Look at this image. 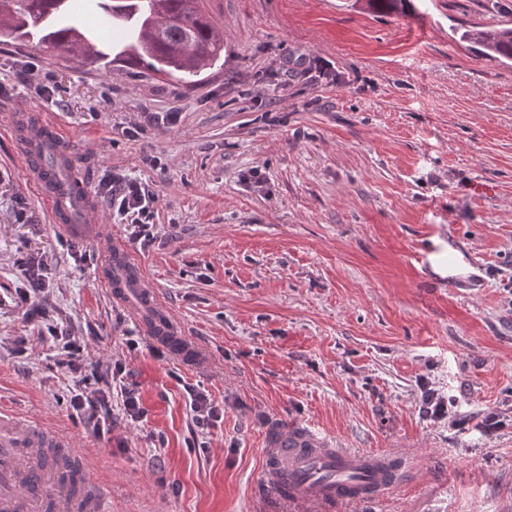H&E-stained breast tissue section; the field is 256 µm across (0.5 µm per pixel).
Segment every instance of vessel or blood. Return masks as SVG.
<instances>
[{
	"mask_svg": "<svg viewBox=\"0 0 512 512\" xmlns=\"http://www.w3.org/2000/svg\"><path fill=\"white\" fill-rule=\"evenodd\" d=\"M10 131L32 183L55 223L67 235L101 241L106 258L98 277L114 301L123 305L149 334L181 354L189 349L178 323L162 305L142 268L118 240L109 239L98 224V205L82 178L68 133L40 116L14 113ZM53 151L54 170L41 156ZM71 438L43 432L41 425L0 412V512H112L111 493L97 481L75 496L60 487L58 470L43 469L41 458L51 448L70 449ZM383 453L335 447L325 433L309 427H271L261 475L253 490L264 512H327L336 501L362 503L390 487Z\"/></svg>",
	"mask_w": 512,
	"mask_h": 512,
	"instance_id": "1",
	"label": "vessel or blood"
}]
</instances>
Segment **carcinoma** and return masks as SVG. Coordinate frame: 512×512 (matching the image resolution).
<instances>
[{"instance_id": "carcinoma-1", "label": "carcinoma", "mask_w": 512, "mask_h": 512, "mask_svg": "<svg viewBox=\"0 0 512 512\" xmlns=\"http://www.w3.org/2000/svg\"><path fill=\"white\" fill-rule=\"evenodd\" d=\"M69 0H0V42L38 38L54 50L90 66H108L116 61L146 64L157 73L180 81L201 75L220 58L224 39L202 0H127L115 10V0H96L103 15L126 33L122 46L106 47L102 53L76 46L79 27ZM353 4L376 14L406 15L412 0H353ZM460 39L478 46L480 54L493 61H512V25L492 29L464 30Z\"/></svg>"}]
</instances>
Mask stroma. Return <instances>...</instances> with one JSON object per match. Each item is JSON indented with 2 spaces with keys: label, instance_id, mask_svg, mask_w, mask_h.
Wrapping results in <instances>:
<instances>
[{
  "label": "stroma",
  "instance_id": "obj_1",
  "mask_svg": "<svg viewBox=\"0 0 512 512\" xmlns=\"http://www.w3.org/2000/svg\"><path fill=\"white\" fill-rule=\"evenodd\" d=\"M348 2L205 0L224 50L191 85L0 44V295L22 286L21 262L41 263L42 304L78 344L0 309V409L71 436L112 512H253L272 423L416 462L376 506L335 512H512V64L459 39L512 21V0H414L404 16ZM27 60L51 95L16 81ZM21 104L68 130L89 187L114 173L150 186L148 244L108 202L98 221L204 367L156 355L97 285V246L54 226L9 133ZM455 248L469 265L422 259ZM71 360L125 366L143 418L116 394L110 435L72 420ZM423 378L468 427L422 416ZM189 385L223 419L196 427ZM488 412L506 422L491 437Z\"/></svg>",
  "mask_w": 512,
  "mask_h": 512
}]
</instances>
